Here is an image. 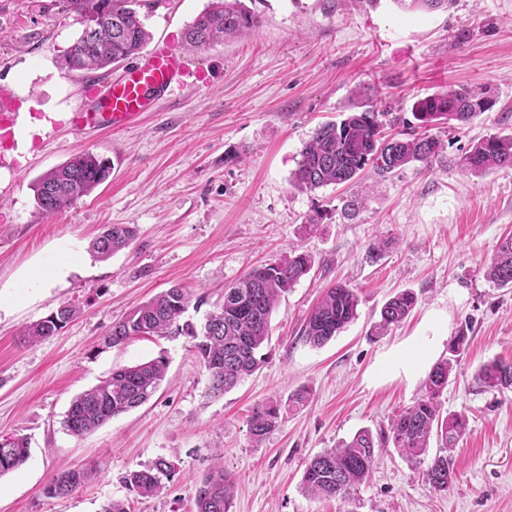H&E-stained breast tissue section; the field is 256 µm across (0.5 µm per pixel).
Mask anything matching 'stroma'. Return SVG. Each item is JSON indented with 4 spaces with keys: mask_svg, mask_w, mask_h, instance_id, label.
<instances>
[{
    "mask_svg": "<svg viewBox=\"0 0 512 512\" xmlns=\"http://www.w3.org/2000/svg\"><path fill=\"white\" fill-rule=\"evenodd\" d=\"M210 0H147L140 12L152 41L180 46L185 28ZM262 26L225 43L185 52L206 83L188 85L138 122L74 136L68 118L81 104L86 72L63 64L81 32L55 0H0V85L35 122L31 146L0 165V438L28 440L29 456L0 476V512H100L109 499L131 512H193L194 493L216 451L235 482L230 512H512V391L483 389L485 363H512V288L488 280L501 242L512 236V169L474 174L461 156L490 134L512 136V0H455L445 11L399 12L391 0H253ZM489 90L494 107L458 128L438 129L444 151L431 170L410 165L353 186L302 192L291 183L318 125L353 111L368 86L390 102L386 123L400 131L414 102L451 86ZM241 161H227L230 152ZM90 152L112 172L94 193L53 218L36 208L32 185L72 156ZM365 196L344 218L343 200ZM319 223H311V216ZM133 224L130 245L100 260L94 238ZM379 256H372V246ZM307 252L310 272L282 298L260 369L223 396L183 336H139L110 347L112 322L179 284L222 303L226 286L290 249ZM66 264L48 287L27 274ZM354 288L356 319L321 346L305 342L304 321L326 288ZM417 305L400 325L378 330L380 310L401 291ZM82 313L37 343L25 325L61 303ZM434 315L447 338L466 330L440 400L465 413L467 434L453 458L455 480L434 491L425 473L441 451L431 439L420 463L393 445L349 499L307 494V462L360 430L380 435L424 392V378L372 382L388 350ZM166 356L167 376L141 407L77 438L64 427L71 400L113 367ZM306 390L304 406L288 399ZM281 420L253 442L248 417L268 400ZM174 464L163 491L143 498L124 482L156 458ZM87 472L74 495L44 493L55 468Z\"/></svg>",
    "mask_w": 512,
    "mask_h": 512,
    "instance_id": "1",
    "label": "stroma"
}]
</instances>
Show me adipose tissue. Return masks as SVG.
<instances>
[{
	"instance_id": "obj_1",
	"label": "adipose tissue",
	"mask_w": 512,
	"mask_h": 512,
	"mask_svg": "<svg viewBox=\"0 0 512 512\" xmlns=\"http://www.w3.org/2000/svg\"><path fill=\"white\" fill-rule=\"evenodd\" d=\"M444 329V317L431 318L424 334L411 338L379 358L371 371V380L379 383L399 376L408 379L418 377L438 354L444 340Z\"/></svg>"
}]
</instances>
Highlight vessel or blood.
I'll return each instance as SVG.
<instances>
[{"label": "vessel or blood", "instance_id": "1", "mask_svg": "<svg viewBox=\"0 0 512 512\" xmlns=\"http://www.w3.org/2000/svg\"><path fill=\"white\" fill-rule=\"evenodd\" d=\"M187 74L181 53L168 43H155L141 60L127 67L119 82L90 81L79 111L71 117V127L78 134L89 128H124L153 103L170 96ZM17 116L16 98L9 88L1 86L0 128L14 132Z\"/></svg>", "mask_w": 512, "mask_h": 512}]
</instances>
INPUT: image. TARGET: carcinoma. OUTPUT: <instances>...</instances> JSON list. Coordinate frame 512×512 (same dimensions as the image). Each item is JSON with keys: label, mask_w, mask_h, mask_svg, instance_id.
<instances>
[{"label": "carcinoma", "mask_w": 512, "mask_h": 512, "mask_svg": "<svg viewBox=\"0 0 512 512\" xmlns=\"http://www.w3.org/2000/svg\"><path fill=\"white\" fill-rule=\"evenodd\" d=\"M405 11L446 10L452 0H391ZM139 0H58V10L74 15L80 25L91 22L97 28V43L88 44L83 36L73 42L64 56L69 70L93 71L128 60L150 40ZM263 16L248 7L245 0H213L183 33L185 45L202 49L229 38L252 32L262 26ZM495 101L487 90L450 88L413 104L417 125L396 134L386 133L385 112L371 105L347 113L338 122L315 130L301 152L292 173L291 184L302 191H316L330 185L349 183L366 169L384 177L411 163L428 168L441 156L443 143L429 134L436 125L458 126L493 108ZM463 169L485 173L492 169H512V136L490 135L474 143L461 157ZM111 173L107 160L90 152L77 155L48 170L32 185L37 210L54 216L89 196ZM136 235L133 224H112L92 243L96 257L107 259L126 248ZM312 266L311 257L298 250L255 267L224 289V299L205 315L201 325L181 321L190 304L201 306L204 298H192L184 288L173 285L151 299L134 306L112 323L104 336L114 347L137 335L188 337L200 355L208 374L209 395L218 397L255 372L263 362L260 350L268 342L271 318L281 297L293 288ZM490 279L501 287L512 286V238L505 239L492 259ZM356 291L337 284L326 290L319 305L307 317L302 330L305 341L320 346L340 333L357 316ZM416 305L410 291L389 299L381 309L379 327L404 321ZM80 312L75 303H63L42 320L24 330L25 340L39 342L54 335ZM168 360L159 356L133 365L113 368L108 378L75 396L64 419L73 436L89 434L113 417L147 403L162 385ZM453 368L442 360L430 370L424 393L411 406L392 419L388 432L373 437L368 430L357 432L337 448L314 456L306 465L302 483L305 490L322 498H348L366 482L376 460L375 449L390 442L409 460L421 461L431 436L442 447L455 448L466 434L465 415L442 413L440 395L448 386ZM478 384L489 390L512 388V363L492 361L482 365ZM279 407L273 403L256 406L248 420L250 436L261 441L276 425ZM28 457V441L23 436L0 443V476L18 468ZM174 474V464L164 457L125 477V483L143 497L154 496L163 480ZM454 461L450 455H437L426 470V479L437 492H446L452 483ZM87 473L68 467L54 472L45 488L51 498L68 497L85 483ZM234 481L224 473L223 456L213 459L208 473L195 489V512H230Z\"/></svg>", "instance_id": "obj_1"}]
</instances>
